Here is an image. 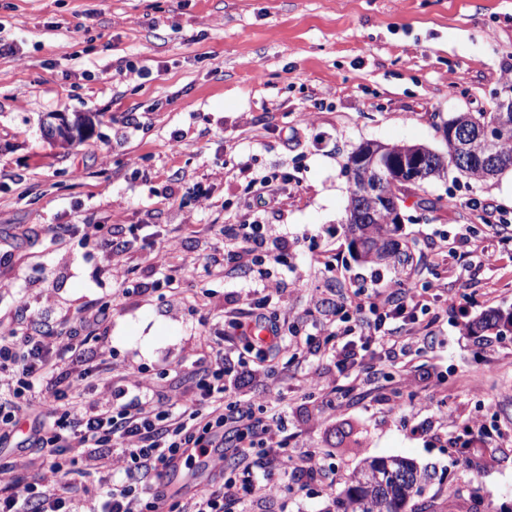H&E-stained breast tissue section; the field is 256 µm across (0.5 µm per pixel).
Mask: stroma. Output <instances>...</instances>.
Returning a JSON list of instances; mask_svg holds the SVG:
<instances>
[{
  "mask_svg": "<svg viewBox=\"0 0 512 512\" xmlns=\"http://www.w3.org/2000/svg\"><path fill=\"white\" fill-rule=\"evenodd\" d=\"M0 313L14 323L79 327L80 316L113 304L106 336L111 379L94 400L123 385L167 401L182 396L180 374L224 327V312L248 308L254 280L236 263L200 262L224 225L266 227L288 262L269 266L281 283L285 327L305 344L333 309L321 297L384 290L396 277L442 287L437 341L411 370L340 372L320 354L255 370L246 345L228 348L253 371L239 395L288 407L291 455L333 464L326 487L307 479L254 512H330L369 458L403 457L434 471L415 501L428 512H512V226L495 236L465 206L487 200L512 213V172L483 182L452 173L404 194L397 234L408 264H365L349 247L345 221L348 154L366 141L445 151L441 129L460 112L490 111L512 84V0H0ZM91 117L82 143L44 132L53 117ZM179 144H170L171 135ZM286 179L276 204L252 207L238 163ZM53 224H119L128 251L50 245ZM158 225L173 250L178 293L156 287L143 225ZM477 253L434 255L466 225ZM136 295H113L112 266ZM206 292L207 307L193 297ZM30 307L17 308L18 297ZM499 315L473 334L457 325ZM356 383L359 398L333 390ZM496 422L473 448L449 441L444 410ZM0 488L24 477L58 483L29 451L8 449Z\"/></svg>",
  "mask_w": 512,
  "mask_h": 512,
  "instance_id": "35a3bbf8",
  "label": "stroma"
}]
</instances>
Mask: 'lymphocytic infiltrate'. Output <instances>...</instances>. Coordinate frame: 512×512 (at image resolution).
<instances>
[{"mask_svg":"<svg viewBox=\"0 0 512 512\" xmlns=\"http://www.w3.org/2000/svg\"><path fill=\"white\" fill-rule=\"evenodd\" d=\"M222 234L227 260L238 253L256 255L258 262L285 263L283 253L266 252L263 227L259 224H228ZM94 244L99 251L119 256L129 242L121 225H94L80 231L74 224L56 225L52 244L71 241ZM278 284L264 282L260 297L245 314L229 313L227 340L251 343V324L269 329L273 339L256 356L266 362L287 354L280 317L273 299ZM342 309L353 310L355 324L339 326L329 320L319 327L321 339L314 351L335 358L338 367L354 370L365 361L406 363L414 344H429L434 330L417 333L418 310L423 309L418 290L396 283L375 294L369 303L344 300ZM112 314L108 305L96 309L92 328L70 330L60 348L49 345L59 333L44 326L22 332L9 325L0 329V447L33 448L39 459L60 473L63 481L47 486L25 478L0 488V512H251L260 496H277L282 486L259 482V473L272 463L283 469L312 476L307 458L288 455L292 437L284 429L283 406L259 405L231 397L228 383L235 371L223 351L198 358L184 378L192 408L179 403L162 404L146 393L129 394L113 388L110 404L90 399L79 387L80 367L95 364V374L106 377V360H95L100 338L94 328ZM27 433H20V424ZM120 450L127 467L123 477L108 471L107 460ZM228 459L227 476L217 485L184 495L169 492L164 483L170 468L195 471L202 460L214 456ZM96 476V490H88L83 477Z\"/></svg>","mask_w":512,"mask_h":512,"instance_id":"f902f5d3","label":"lymphocytic infiltrate"}]
</instances>
